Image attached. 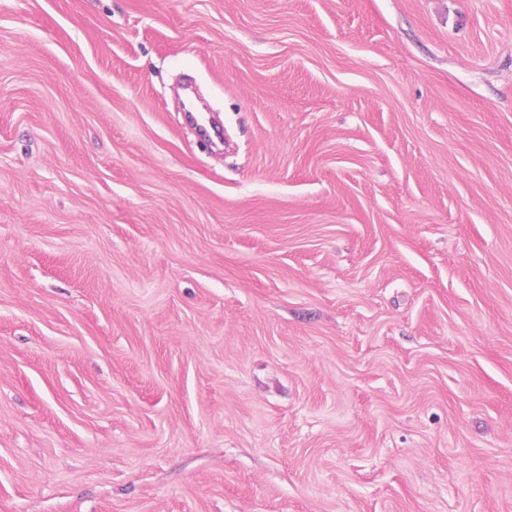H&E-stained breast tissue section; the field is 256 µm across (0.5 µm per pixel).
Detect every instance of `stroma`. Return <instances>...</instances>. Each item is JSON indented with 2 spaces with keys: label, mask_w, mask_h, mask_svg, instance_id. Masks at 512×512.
<instances>
[{
  "label": "stroma",
  "mask_w": 512,
  "mask_h": 512,
  "mask_svg": "<svg viewBox=\"0 0 512 512\" xmlns=\"http://www.w3.org/2000/svg\"><path fill=\"white\" fill-rule=\"evenodd\" d=\"M0 512H512V0H0Z\"/></svg>",
  "instance_id": "1"
}]
</instances>
